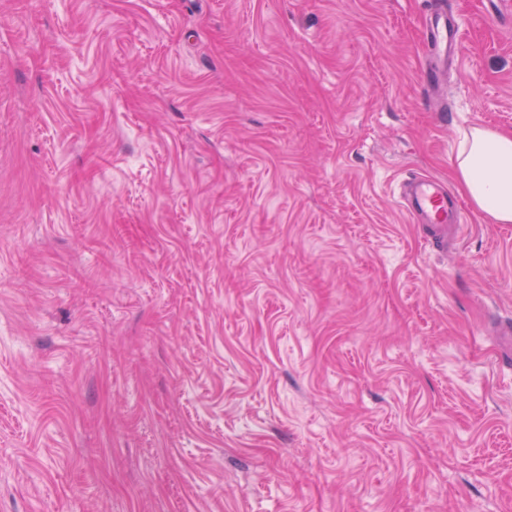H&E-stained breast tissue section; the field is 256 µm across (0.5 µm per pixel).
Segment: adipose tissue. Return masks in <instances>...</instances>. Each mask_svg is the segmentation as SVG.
Wrapping results in <instances>:
<instances>
[{"label": "adipose tissue", "instance_id": "ef3b65f1", "mask_svg": "<svg viewBox=\"0 0 512 512\" xmlns=\"http://www.w3.org/2000/svg\"><path fill=\"white\" fill-rule=\"evenodd\" d=\"M451 169L476 212L497 224L512 223V132L464 133Z\"/></svg>", "mask_w": 512, "mask_h": 512}]
</instances>
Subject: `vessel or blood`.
Here are the masks:
<instances>
[{
    "label": "vessel or blood",
    "instance_id": "obj_1",
    "mask_svg": "<svg viewBox=\"0 0 512 512\" xmlns=\"http://www.w3.org/2000/svg\"><path fill=\"white\" fill-rule=\"evenodd\" d=\"M461 39L456 15L447 7L432 12L426 22L424 55L428 87L437 97L436 109L444 112L448 104L439 93L450 67L459 62ZM403 210L424 229L427 245L444 250L448 247V230L460 223L461 212L447 188L429 176H415L402 185Z\"/></svg>",
    "mask_w": 512,
    "mask_h": 512
}]
</instances>
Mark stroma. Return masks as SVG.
<instances>
[{
    "label": "stroma",
    "mask_w": 512,
    "mask_h": 512,
    "mask_svg": "<svg viewBox=\"0 0 512 512\" xmlns=\"http://www.w3.org/2000/svg\"><path fill=\"white\" fill-rule=\"evenodd\" d=\"M0 0V512H512V0ZM424 55L428 87L436 98V112H447L448 104L439 95L448 67H457L461 51L459 22L445 6L432 12L427 19L424 37ZM462 194L495 224L512 223V132L474 128L451 163ZM403 210L422 224L424 241L432 248H448V228L461 222V212L448 189L429 176H414L402 185Z\"/></svg>",
    "instance_id": "obj_1"
}]
</instances>
